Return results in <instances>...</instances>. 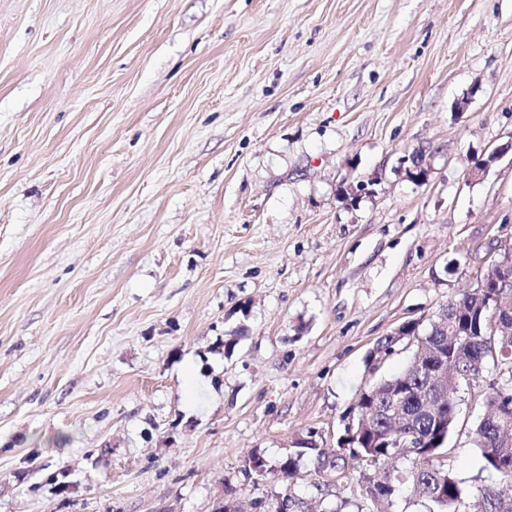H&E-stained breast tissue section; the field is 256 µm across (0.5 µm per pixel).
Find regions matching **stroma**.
Wrapping results in <instances>:
<instances>
[{
    "label": "stroma",
    "instance_id": "stroma-1",
    "mask_svg": "<svg viewBox=\"0 0 512 512\" xmlns=\"http://www.w3.org/2000/svg\"><path fill=\"white\" fill-rule=\"evenodd\" d=\"M511 141L512 0H0V512H437L338 442L512 247ZM501 379L444 456L510 497ZM306 441H312V438H299L298 440H296L294 442V448L296 449L295 453L293 455H290L288 457V460L282 462L276 469L273 468L272 466H269L267 460L263 456L255 453L247 457L246 467L248 468V470L253 471L256 475L262 477L271 473L273 470H276V472L279 475H282L283 478H291L297 473L298 460L301 459L303 456L311 453H316L318 456L323 457V459L329 456L326 455V449L319 448V446L316 443L313 445L312 448L302 447L303 445H310V443ZM333 458V456L328 457L327 460H325L324 465L329 466L331 468L332 466L335 467V461L333 460Z\"/></svg>",
    "mask_w": 512,
    "mask_h": 512
}]
</instances>
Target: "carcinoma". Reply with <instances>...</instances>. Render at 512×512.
<instances>
[{"label": "carcinoma", "instance_id": "carcinoma-1", "mask_svg": "<svg viewBox=\"0 0 512 512\" xmlns=\"http://www.w3.org/2000/svg\"><path fill=\"white\" fill-rule=\"evenodd\" d=\"M475 300L476 297L466 292L458 298V302L448 306V318L457 321V335L441 339L430 325L426 330V341L436 349L444 345L450 357L462 358L460 365L463 370L473 362L479 364L482 370L507 368V381L499 387H492V392L486 398V411L473 430V442L480 450L484 468L504 478H511L512 447L504 448L499 444L497 423L503 417L512 416V355H506L507 351H512V335H490ZM417 360L418 355H413L403 372L389 378V382L378 392L371 393V397L358 400L356 416L360 417L371 410L377 415L372 431L367 433L365 447L349 449L350 457L358 465L360 491L364 498L370 500L376 492L385 488L386 498L389 499L405 486L413 496L435 503L439 512H487L485 495L489 487L466 491L448 460L440 458L443 445L438 443V439L442 438V434L434 429V420L423 411L422 402L415 393L423 386L421 377L415 371ZM403 386L407 391L403 407L413 419L402 430L413 435L418 443L416 448H403L384 439L391 428L384 412L389 393ZM311 453L324 458L328 453L336 454V450L328 452L316 444L311 448H298L277 468L269 466L263 456L253 453L247 457L246 467L262 477L275 471L284 478H291L297 473L298 460ZM395 461L404 462L406 466L397 469L390 467V463ZM465 497L469 498V502L467 510L462 511L460 506Z\"/></svg>", "mask_w": 512, "mask_h": 512}]
</instances>
